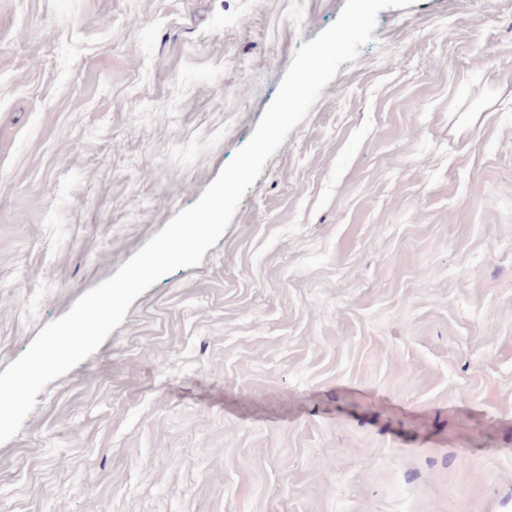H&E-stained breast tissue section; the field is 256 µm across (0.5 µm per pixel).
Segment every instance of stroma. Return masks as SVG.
<instances>
[{
    "label": "stroma",
    "mask_w": 512,
    "mask_h": 512,
    "mask_svg": "<svg viewBox=\"0 0 512 512\" xmlns=\"http://www.w3.org/2000/svg\"><path fill=\"white\" fill-rule=\"evenodd\" d=\"M344 4L0 0V372ZM0 512H512V0L380 11L202 263L0 443Z\"/></svg>",
    "instance_id": "1"
}]
</instances>
